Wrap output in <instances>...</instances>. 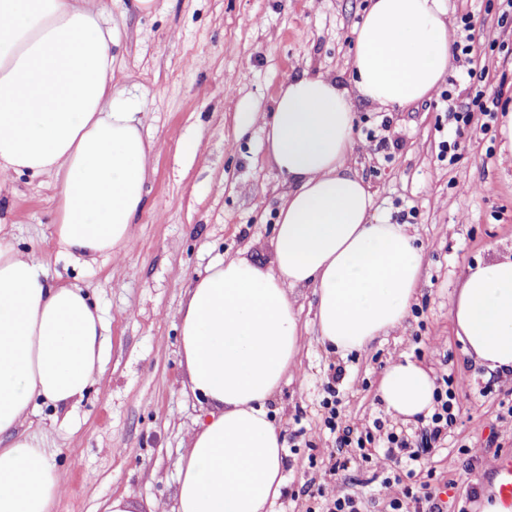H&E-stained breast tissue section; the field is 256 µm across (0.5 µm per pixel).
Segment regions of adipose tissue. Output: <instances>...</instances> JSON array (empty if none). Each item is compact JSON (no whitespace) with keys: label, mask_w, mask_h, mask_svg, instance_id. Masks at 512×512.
<instances>
[{"label":"adipose tissue","mask_w":512,"mask_h":512,"mask_svg":"<svg viewBox=\"0 0 512 512\" xmlns=\"http://www.w3.org/2000/svg\"><path fill=\"white\" fill-rule=\"evenodd\" d=\"M446 0H371L352 79L303 74L281 86L264 123L288 190L262 267L220 259L192 281L179 338L192 393L208 408L178 461L176 512H269L285 487L284 440L269 405L303 346L299 289L316 297L319 339L347 356L402 325L421 285L409 225L372 212L348 165L354 100L407 106L448 71ZM90 0H0V172L50 175L53 236L77 261L128 254L151 150L112 87L115 29ZM42 253L0 240V512H51L63 477L24 424L40 405L82 399L106 358L101 311L79 285H55ZM449 316L466 355L512 378V254L472 268ZM435 383L401 356L377 394L394 419L429 414Z\"/></svg>","instance_id":"obj_1"}]
</instances>
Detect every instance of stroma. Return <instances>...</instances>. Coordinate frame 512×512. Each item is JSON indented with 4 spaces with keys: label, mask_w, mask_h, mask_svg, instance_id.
Listing matches in <instances>:
<instances>
[{
    "label": "stroma",
    "mask_w": 512,
    "mask_h": 512,
    "mask_svg": "<svg viewBox=\"0 0 512 512\" xmlns=\"http://www.w3.org/2000/svg\"><path fill=\"white\" fill-rule=\"evenodd\" d=\"M118 44L112 85L136 110L152 144L145 206L132 226L128 257L83 264L54 242L56 189L50 177L8 175L0 188V232L18 251L47 257L49 279L86 288L107 323L102 377L78 404L39 407L33 425L48 460L64 476L53 512H103L127 493L141 512H174L177 462L190 446L201 403L184 388L179 310L188 282L214 261L273 256L283 177L267 154L263 122L288 78L308 72L350 78L354 30L369 0H157L148 14L127 0H94ZM449 16H468L479 39L486 97L512 99V33L498 19L505 0H446ZM254 121L242 127L246 113ZM352 168L370 185L375 213L416 229L423 247L422 288L413 312L389 335L347 357L318 341L314 297L297 295L305 344L271 414L285 440L286 486L274 512H305L307 488L321 482L335 436L320 403L335 389L346 415L384 417L383 372L406 355L435 378L460 382V417L430 464L449 512L470 491L486 496L497 451L512 452L498 376L463 353L449 317L470 266L512 247V153L498 118L473 113L454 138L439 95L403 108L354 104ZM457 139L455 161L441 141ZM479 449L465 466L460 446ZM370 467L335 477L344 491L381 512Z\"/></svg>",
    "instance_id": "stroma-1"
}]
</instances>
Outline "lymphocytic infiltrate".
<instances>
[{
	"label": "lymphocytic infiltrate",
	"mask_w": 512,
	"mask_h": 512,
	"mask_svg": "<svg viewBox=\"0 0 512 512\" xmlns=\"http://www.w3.org/2000/svg\"><path fill=\"white\" fill-rule=\"evenodd\" d=\"M434 411L419 432L402 434L385 431L382 420L372 424L352 422L339 410L336 396L323 399L324 424L337 434L339 467L355 463L381 475L386 512H444L430 480L422 479L428 469L427 456L447 441L460 415L453 379H446L435 393Z\"/></svg>",
	"instance_id": "lymphocytic-infiltrate-1"
}]
</instances>
